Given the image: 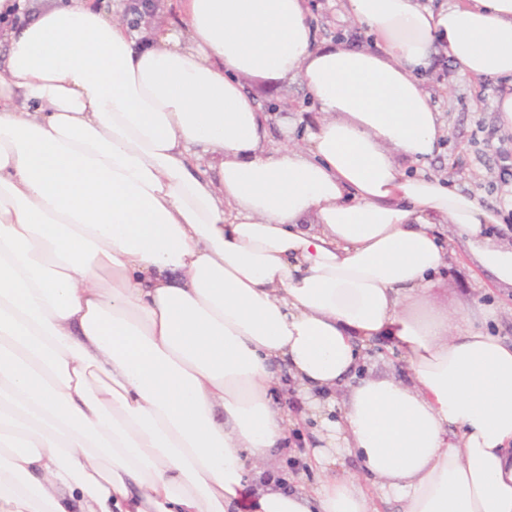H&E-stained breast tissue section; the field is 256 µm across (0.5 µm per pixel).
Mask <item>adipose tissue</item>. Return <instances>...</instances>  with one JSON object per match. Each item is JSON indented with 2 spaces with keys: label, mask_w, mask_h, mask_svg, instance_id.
<instances>
[{
  "label": "adipose tissue",
  "mask_w": 512,
  "mask_h": 512,
  "mask_svg": "<svg viewBox=\"0 0 512 512\" xmlns=\"http://www.w3.org/2000/svg\"><path fill=\"white\" fill-rule=\"evenodd\" d=\"M344 3L372 45L318 43L308 0L137 30L0 0V512H512V342L422 306L442 225L511 290L512 242L401 167L446 134L418 77L440 53L504 81L512 131V0ZM249 78L300 80L304 144L268 149ZM378 340L408 379H354ZM276 449L318 482L285 488Z\"/></svg>",
  "instance_id": "1"
}]
</instances>
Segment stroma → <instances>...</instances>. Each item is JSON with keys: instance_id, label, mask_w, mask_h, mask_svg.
Listing matches in <instances>:
<instances>
[{"instance_id": "1", "label": "stroma", "mask_w": 512, "mask_h": 512, "mask_svg": "<svg viewBox=\"0 0 512 512\" xmlns=\"http://www.w3.org/2000/svg\"><path fill=\"white\" fill-rule=\"evenodd\" d=\"M341 0H310L312 20L322 39L339 42L354 33L345 18ZM425 87L442 115L448 134L441 152L428 162L407 165L411 175H443L466 194L505 216L512 225V133L503 131L496 119L494 101L501 87L494 81L474 82L456 73L444 56H437L426 74ZM258 102L271 113L272 145L304 142L314 119V108L296 80L252 82ZM451 247L447 265L433 278L425 296L426 307L450 312L472 303L496 309L490 334L512 339V291L497 288L483 272L455 247L453 229H446Z\"/></svg>"}]
</instances>
